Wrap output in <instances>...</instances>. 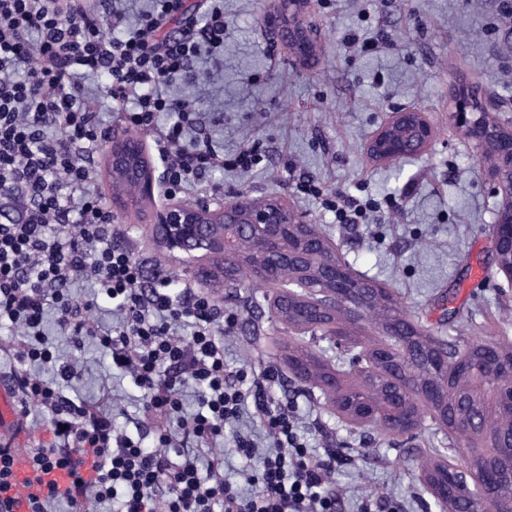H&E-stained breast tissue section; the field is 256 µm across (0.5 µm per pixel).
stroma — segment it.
<instances>
[{
    "label": "stroma",
    "mask_w": 512,
    "mask_h": 512,
    "mask_svg": "<svg viewBox=\"0 0 512 512\" xmlns=\"http://www.w3.org/2000/svg\"><path fill=\"white\" fill-rule=\"evenodd\" d=\"M224 51L202 54L194 67L214 78L182 88L197 112V127L225 156L256 144L264 160L248 172L206 174L188 201L288 200L328 237L353 275L387 288L408 318L448 341L480 336L512 345V280L498 270L491 226L500 201L486 179L482 152L448 125L451 85L477 84L499 123L512 127V12L502 0H312L301 19L317 34L315 56L300 65L286 46L261 28L268 0H223ZM359 43H346L349 31ZM373 49H365V42ZM421 108L435 128L424 152L401 163L376 162L366 144L394 110ZM313 180L324 193L377 201L365 223H337L320 198L298 191ZM149 212L113 215L115 234L152 267L188 272L157 250L144 233ZM484 277L471 283L472 267ZM246 281L224 295L235 325L224 338L230 368L272 369L274 396L291 405L310 448L336 456L333 482L341 512H358L362 500L396 512H438L418 480L434 448L451 463L467 464L482 438H448L431 418L415 437L363 433L334 413L320 396L295 381L285 357L296 345L291 329L272 316L254 317L252 306L272 295ZM60 360L77 362L72 395L97 401L109 392L112 420L135 433L141 394L113 370L94 342L75 350L46 323Z\"/></svg>",
    "instance_id": "1"
}]
</instances>
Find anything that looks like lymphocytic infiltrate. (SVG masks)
I'll use <instances>...</instances> for the list:
<instances>
[{
    "label": "lymphocytic infiltrate",
    "mask_w": 512,
    "mask_h": 512,
    "mask_svg": "<svg viewBox=\"0 0 512 512\" xmlns=\"http://www.w3.org/2000/svg\"><path fill=\"white\" fill-rule=\"evenodd\" d=\"M100 0H0V324L12 327L14 367L8 378L22 416L46 413L51 444H35L25 455L37 470L68 469L66 490L47 487L30 496V512H52L66 501L71 512H90L119 499V512H337L340 498L329 476L332 454L310 455L296 417L269 396L272 373L249 377L224 362V327L233 324L203 288L170 289L166 278L147 275L145 259L112 240V213L95 187L92 159L108 136L83 77H104L100 91L126 105L136 128L157 129L165 194L191 191L209 170L250 171L261 157L247 147L224 158L207 138L193 134L194 103L173 93L174 84L199 79L194 60L202 49L224 45V11L216 0H200L188 15L185 0H152L138 24L111 38L102 33ZM179 20L176 32L167 25ZM174 122L159 126L161 115ZM301 190L323 197L337 223L359 224L375 201L327 199L315 184ZM92 280L120 320L99 330L93 302L78 299L76 284ZM75 344L95 340L113 367L141 390V424L154 449L115 433L105 409L70 398L78 373L57 364L44 334L47 315ZM186 324L189 336L173 325ZM51 367L50 377L34 365ZM202 393L196 413L183 411L181 392ZM272 450L238 439L237 451L259 469L257 490L244 497L227 482L224 425L238 419L246 402ZM203 448L209 475L200 477L191 457L173 459V448Z\"/></svg>",
    "instance_id": "f902f5d3"
}]
</instances>
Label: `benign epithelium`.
<instances>
[{"label": "benign epithelium", "instance_id": "7a95c632", "mask_svg": "<svg viewBox=\"0 0 512 512\" xmlns=\"http://www.w3.org/2000/svg\"><path fill=\"white\" fill-rule=\"evenodd\" d=\"M308 3L309 0H275L273 8L267 9L261 17L262 24L276 36L285 38L300 59L310 55L315 45L314 31L297 20ZM454 99L448 122L461 129L469 141L483 150L487 160L485 171L502 197L492 225V244L500 270L512 279V129L490 120L488 114L481 111L479 88L460 81L455 86ZM433 134L424 112L405 107L391 113L388 122L372 136L367 150L378 161L416 156L424 151ZM106 155L112 178L134 182L142 201L153 199L155 178L138 137L131 133L112 136V141L106 145ZM146 232L159 249L168 253L206 288L224 286L227 281L224 268L235 261L239 236L246 235L259 241L275 240V248L256 252L254 279L276 286L270 306L277 319L298 333L307 330L305 326L288 321V304L294 301L293 290L284 286L279 270L284 264L298 270L307 267L311 252L322 248L324 238L286 203L278 199L258 203L244 194L231 200L195 205L171 202L153 210ZM334 269L335 266L330 264L323 270L321 287L315 289L314 295L318 312L329 316L321 323V330L333 344L338 336L335 317L338 297L336 289L328 287V283L334 276ZM498 373L503 383L496 385L497 399L512 408V362L504 363ZM390 382L387 402L394 411L410 415L409 426L417 417L414 410L440 392L437 379L416 386L404 368L396 371ZM316 385L327 403L336 406L337 396L342 392L339 373L331 370L328 375L318 378ZM348 416L356 427L378 424L376 410L368 403ZM418 480L434 498L440 512H461L451 503H461L463 496L480 504L481 512H504L496 489L497 477L491 471L475 473L459 467L451 487L441 489L434 486L426 469L420 471Z\"/></svg>", "mask_w": 512, "mask_h": 512}]
</instances>
